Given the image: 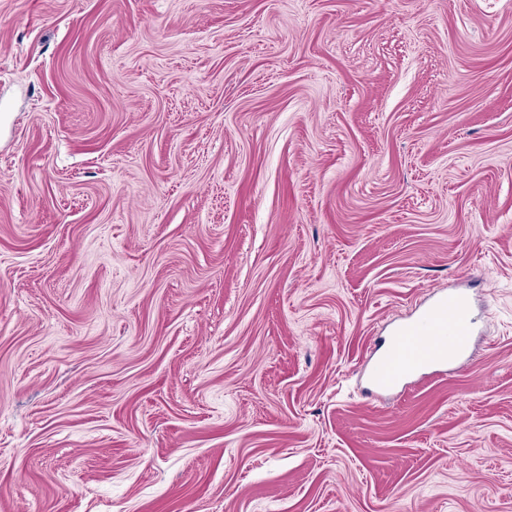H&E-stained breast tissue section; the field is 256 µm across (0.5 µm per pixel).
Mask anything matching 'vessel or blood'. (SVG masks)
<instances>
[{
  "instance_id": "obj_1",
  "label": "vessel or blood",
  "mask_w": 512,
  "mask_h": 512,
  "mask_svg": "<svg viewBox=\"0 0 512 512\" xmlns=\"http://www.w3.org/2000/svg\"><path fill=\"white\" fill-rule=\"evenodd\" d=\"M474 333L468 299L448 292L397 329L389 352L372 363L370 381L376 389L391 390L426 372H441L466 355Z\"/></svg>"
}]
</instances>
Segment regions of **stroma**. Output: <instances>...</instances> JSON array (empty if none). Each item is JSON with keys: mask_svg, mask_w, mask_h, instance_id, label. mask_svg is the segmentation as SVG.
I'll return each instance as SVG.
<instances>
[{"mask_svg": "<svg viewBox=\"0 0 512 512\" xmlns=\"http://www.w3.org/2000/svg\"><path fill=\"white\" fill-rule=\"evenodd\" d=\"M0 512H512V0H0ZM474 333L468 299L448 291L397 329L389 352L371 365V384L378 390H392L413 377L444 372L466 355Z\"/></svg>", "mask_w": 512, "mask_h": 512, "instance_id": "obj_1", "label": "stroma"}]
</instances>
